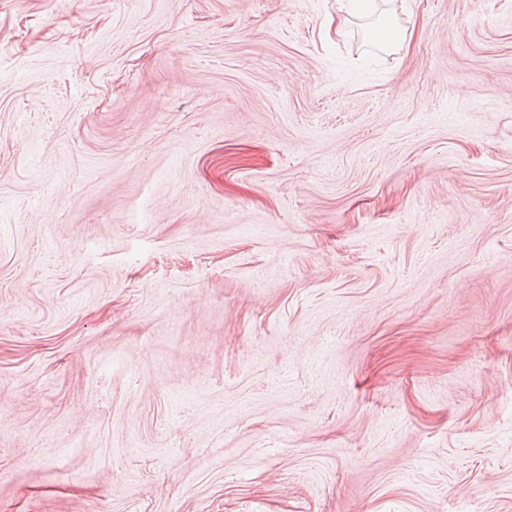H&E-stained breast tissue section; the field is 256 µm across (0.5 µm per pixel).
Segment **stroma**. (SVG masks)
I'll use <instances>...</instances> for the list:
<instances>
[{"label":"stroma","instance_id":"stroma-1","mask_svg":"<svg viewBox=\"0 0 512 512\" xmlns=\"http://www.w3.org/2000/svg\"><path fill=\"white\" fill-rule=\"evenodd\" d=\"M0 0V512H512V0Z\"/></svg>","mask_w":512,"mask_h":512}]
</instances>
